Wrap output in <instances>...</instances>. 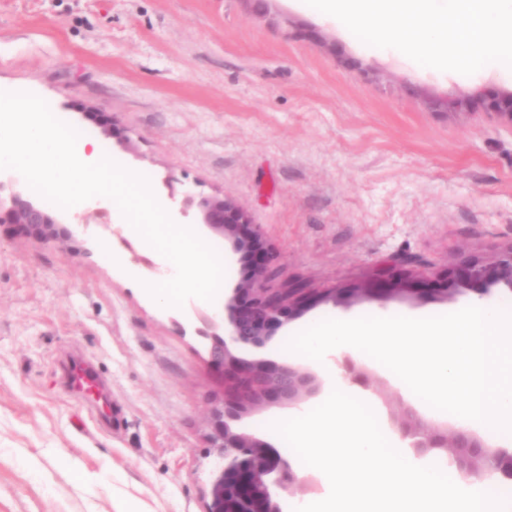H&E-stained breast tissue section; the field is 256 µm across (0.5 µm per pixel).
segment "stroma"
Returning a JSON list of instances; mask_svg holds the SVG:
<instances>
[{
  "instance_id": "35a3bbf8",
  "label": "stroma",
  "mask_w": 512,
  "mask_h": 512,
  "mask_svg": "<svg viewBox=\"0 0 512 512\" xmlns=\"http://www.w3.org/2000/svg\"><path fill=\"white\" fill-rule=\"evenodd\" d=\"M510 90L512 77L432 72L350 39L298 0H0V91L44 99L157 197L234 200L279 257L269 287L308 289L265 348L236 350L244 360L287 363L289 335L315 320L478 303L460 281L467 260L512 244V126L485 102ZM78 102L111 115L119 137ZM45 208L75 242L0 224V512H113L119 496L143 512H210L222 385L198 329L214 303L149 295L155 277L131 257L157 254L118 243L111 199L88 225L83 208ZM392 256L408 292L351 298ZM74 357L105 384L117 425L67 391ZM356 366L384 427H453ZM292 412L271 404L238 427L287 456L271 425Z\"/></svg>"
}]
</instances>
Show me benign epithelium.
Instances as JSON below:
<instances>
[{
  "label": "benign epithelium",
  "mask_w": 512,
  "mask_h": 512,
  "mask_svg": "<svg viewBox=\"0 0 512 512\" xmlns=\"http://www.w3.org/2000/svg\"><path fill=\"white\" fill-rule=\"evenodd\" d=\"M488 105L498 118L512 126V93L492 96ZM78 112L112 135H117L112 117L83 103ZM9 190L10 223L19 224L45 241L73 240L71 230L56 217L24 197L18 188L22 179L12 176ZM178 218H190L211 232L232 242L234 250L251 260L250 275L224 298L222 323L205 316L204 323L212 330L209 349L211 365L220 373L224 396L211 410L212 447L224 460L220 478L214 488L219 512H290L292 487L298 481L290 462L265 442L242 432L234 423L266 404L286 401L301 408L306 396L318 388L316 376L268 360L248 361L233 355L232 349L248 347L263 349L287 316L290 300L307 295V289L296 287L274 291L266 287L276 255L250 224L247 212L232 200L220 195L187 193L175 210ZM398 260H384L375 274V287L362 288L366 294H383L389 298L405 291V280L397 269ZM465 277L482 297L504 287L512 292V247L487 263L472 258L465 267ZM223 329L224 335L217 333ZM329 360L340 370L339 376L349 385H364V376L354 371L350 354H332ZM403 448L424 456L434 448L449 452L450 463L456 466L465 485L481 484L491 474L512 482V451L494 447L485 439L470 437L466 428L450 431L438 428H415L402 423L393 428Z\"/></svg>",
  "instance_id": "7a95c632"
}]
</instances>
